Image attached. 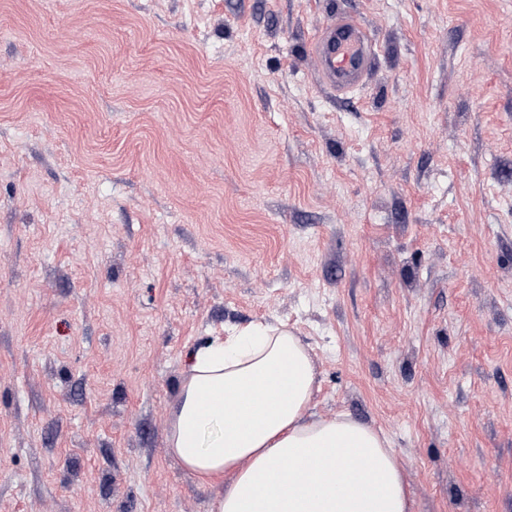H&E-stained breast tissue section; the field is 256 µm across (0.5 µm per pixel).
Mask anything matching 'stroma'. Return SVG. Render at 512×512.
<instances>
[{
    "label": "stroma",
    "mask_w": 512,
    "mask_h": 512,
    "mask_svg": "<svg viewBox=\"0 0 512 512\" xmlns=\"http://www.w3.org/2000/svg\"><path fill=\"white\" fill-rule=\"evenodd\" d=\"M265 321L412 512H512V0H0V512H209L171 406ZM311 54L320 83L336 93L359 86L372 65L367 35L350 17H338L327 23L312 43Z\"/></svg>",
    "instance_id": "obj_1"
}]
</instances>
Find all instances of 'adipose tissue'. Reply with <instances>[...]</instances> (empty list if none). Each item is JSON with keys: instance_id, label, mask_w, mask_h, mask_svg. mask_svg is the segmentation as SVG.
<instances>
[{"instance_id": "adipose-tissue-1", "label": "adipose tissue", "mask_w": 512, "mask_h": 512, "mask_svg": "<svg viewBox=\"0 0 512 512\" xmlns=\"http://www.w3.org/2000/svg\"><path fill=\"white\" fill-rule=\"evenodd\" d=\"M316 368L300 336L253 324L189 354L170 412L171 454L212 512H410L402 460L374 428L311 410Z\"/></svg>"}]
</instances>
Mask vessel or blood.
I'll use <instances>...</instances> for the list:
<instances>
[{
    "mask_svg": "<svg viewBox=\"0 0 512 512\" xmlns=\"http://www.w3.org/2000/svg\"><path fill=\"white\" fill-rule=\"evenodd\" d=\"M311 54L320 83L336 93L359 86L372 65L367 35L350 17H339L327 23L318 32Z\"/></svg>",
    "mask_w": 512,
    "mask_h": 512,
    "instance_id": "1",
    "label": "vessel or blood"
}]
</instances>
